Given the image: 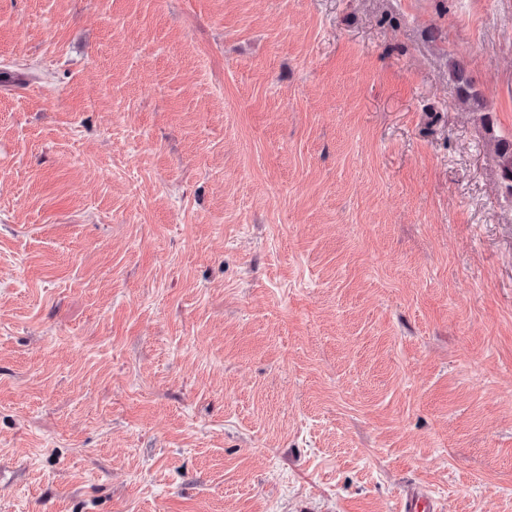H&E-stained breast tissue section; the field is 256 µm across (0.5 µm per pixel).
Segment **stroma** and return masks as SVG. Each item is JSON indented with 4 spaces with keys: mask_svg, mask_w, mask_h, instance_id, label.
<instances>
[{
    "mask_svg": "<svg viewBox=\"0 0 512 512\" xmlns=\"http://www.w3.org/2000/svg\"><path fill=\"white\" fill-rule=\"evenodd\" d=\"M493 133L512 0H0V512H512ZM448 76L456 85L458 97L463 104L467 105L473 112L487 111V103L475 89L474 81L464 57L455 58L451 61ZM402 512H437L438 506L419 489L406 491L402 500Z\"/></svg>",
    "mask_w": 512,
    "mask_h": 512,
    "instance_id": "35a3bbf8",
    "label": "stroma"
}]
</instances>
